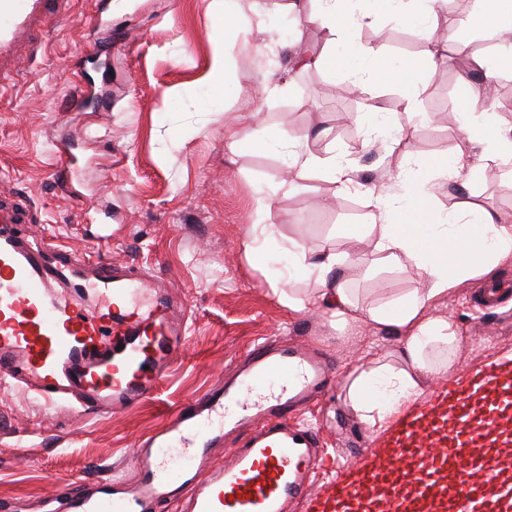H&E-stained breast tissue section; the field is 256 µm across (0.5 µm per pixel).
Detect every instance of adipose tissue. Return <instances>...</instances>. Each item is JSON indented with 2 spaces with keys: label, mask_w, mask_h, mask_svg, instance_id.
<instances>
[{
  "label": "adipose tissue",
  "mask_w": 512,
  "mask_h": 512,
  "mask_svg": "<svg viewBox=\"0 0 512 512\" xmlns=\"http://www.w3.org/2000/svg\"><path fill=\"white\" fill-rule=\"evenodd\" d=\"M349 2L315 0L307 18L340 36L380 14L396 16L404 24L432 22L442 0H365L356 11L349 9ZM463 29L496 38V53L484 63L487 73L512 67V0H471L458 28L449 29L447 41L458 42ZM352 50L357 58L371 60V74L378 82L395 78L411 87L436 65V52L431 48L399 70L373 57L363 45H353ZM490 101L486 90L469 89L451 127L459 139L456 152L449 158H427L425 164L432 173L457 175L470 170L471 147L477 142L489 146L479 160L481 165H512V132L503 129L497 114L488 110ZM396 179L403 186L402 197L372 196L370 223L348 226L343 236L351 242L374 235L377 262L392 269L413 270L418 288L383 305L360 308L351 302L343 279L344 271L357 264L356 253L325 245L312 256L298 243L288 246L289 279H312L322 284V297L334 324L374 323L392 327L402 336L397 363L360 370L351 381V404L370 427L397 413L411 396L421 394L426 377L441 375V368L431 359L432 352L455 351L461 341L453 322L429 315L431 301L461 282L491 274L504 259L512 257V221L472 201L460 202L447 215L438 216L427 190L408 183L404 174H397Z\"/></svg>",
  "instance_id": "ef3b65f1"
}]
</instances>
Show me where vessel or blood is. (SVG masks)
<instances>
[{
  "instance_id": "vessel-or-blood-1",
  "label": "vessel or blood",
  "mask_w": 512,
  "mask_h": 512,
  "mask_svg": "<svg viewBox=\"0 0 512 512\" xmlns=\"http://www.w3.org/2000/svg\"><path fill=\"white\" fill-rule=\"evenodd\" d=\"M71 4L0 0L1 91ZM78 168L72 149L57 146L65 191ZM29 221L18 203L0 198V384L85 414L151 399L181 358L186 307L160 297L132 305L133 291L154 280L67 253L48 257L42 240L21 232ZM326 385L312 347L255 346L233 379L137 440L132 478L70 483L59 502L64 512H286L306 497L312 512H512V359L441 387L396 421L382 447L312 497L306 479L325 454L298 416ZM241 429L240 445L210 464L226 433Z\"/></svg>"
}]
</instances>
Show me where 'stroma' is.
<instances>
[{"mask_svg":"<svg viewBox=\"0 0 512 512\" xmlns=\"http://www.w3.org/2000/svg\"><path fill=\"white\" fill-rule=\"evenodd\" d=\"M288 2L228 0L222 11L213 0H76L70 19L54 25L36 58L0 95V186L35 212L47 242L120 270H150L191 314L183 355L148 402L80 414L0 390V502L16 504L17 512H43L47 496L65 484L131 474L137 439L188 398L231 377L264 340L292 338L327 359L332 385L302 419L319 429L333 460L350 467L386 431L360 421L348 374L391 361L401 339L388 326L335 329L317 299L307 311L289 310L271 287L288 272L289 243L313 251L327 241L343 249L340 229L365 222L368 191L398 194L400 170L429 187L439 210L471 200L512 217V169L441 177L423 164L428 156L455 153L448 118L459 109L461 87L478 80L477 60L495 53L492 37L460 32L459 45L445 48L441 65L425 74L410 102L397 80L359 89L350 74L326 65L296 68L292 58L330 57L351 41L401 66L427 48L424 27L382 16L336 42ZM99 9L112 18V50L72 67ZM225 18L247 31L232 35V65L218 82L215 39ZM86 80L94 81L102 104L69 107L75 82ZM358 113L381 122L383 134L365 136L354 122ZM257 122L271 130L274 144L251 145ZM399 135L409 158L391 149ZM60 140L84 160L73 195L53 176L52 151ZM303 146L347 165L351 191L337 195L317 172L294 181L290 154ZM267 196L272 232L251 253L245 244L262 221ZM82 210L90 223L78 221ZM346 286L364 308L408 292L416 281L410 272L374 269L365 259ZM480 287L465 282L430 308L431 316L450 318L461 330L457 374L512 353V294L484 316L470 304Z\"/></svg>","mask_w":512,"mask_h":512,"instance_id":"obj_1","label":"stroma"}]
</instances>
